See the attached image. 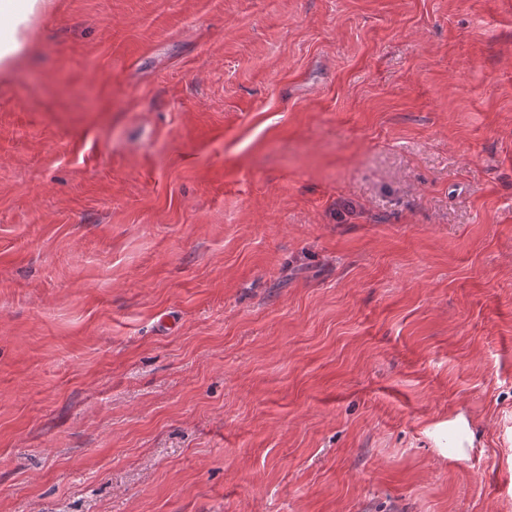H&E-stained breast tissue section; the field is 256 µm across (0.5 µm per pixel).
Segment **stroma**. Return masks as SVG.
<instances>
[{
  "label": "stroma",
  "mask_w": 512,
  "mask_h": 512,
  "mask_svg": "<svg viewBox=\"0 0 512 512\" xmlns=\"http://www.w3.org/2000/svg\"><path fill=\"white\" fill-rule=\"evenodd\" d=\"M0 512H512V0H48ZM451 444L448 446V461H458L468 456L473 447V433L470 423L462 413L448 422Z\"/></svg>",
  "instance_id": "35a3bbf8"
}]
</instances>
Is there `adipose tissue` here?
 I'll return each instance as SVG.
<instances>
[{
    "label": "adipose tissue",
    "mask_w": 512,
    "mask_h": 512,
    "mask_svg": "<svg viewBox=\"0 0 512 512\" xmlns=\"http://www.w3.org/2000/svg\"><path fill=\"white\" fill-rule=\"evenodd\" d=\"M45 0H0V70H10L28 46Z\"/></svg>",
    "instance_id": "1"
}]
</instances>
